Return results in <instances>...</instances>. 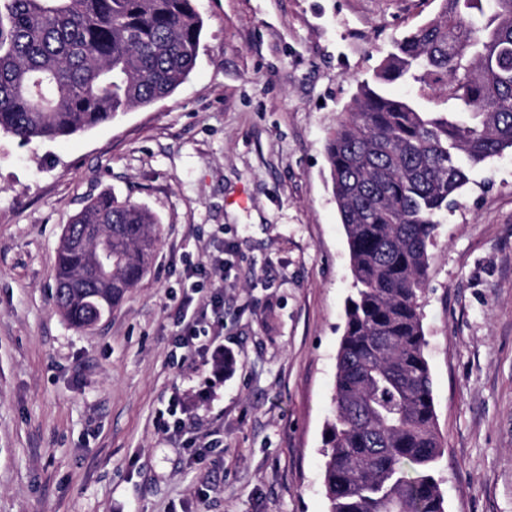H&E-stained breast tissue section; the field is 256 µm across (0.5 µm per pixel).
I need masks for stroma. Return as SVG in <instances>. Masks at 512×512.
I'll use <instances>...</instances> for the list:
<instances>
[{"label": "stroma", "instance_id": "stroma-1", "mask_svg": "<svg viewBox=\"0 0 512 512\" xmlns=\"http://www.w3.org/2000/svg\"><path fill=\"white\" fill-rule=\"evenodd\" d=\"M195 7L199 55L172 95L61 139L0 132V512H328L322 433L354 289L327 136L438 2ZM104 192L149 209L160 244L80 328L54 304L57 248ZM428 254L447 512H512V151L471 173ZM218 255L222 373L174 354L186 264Z\"/></svg>", "mask_w": 512, "mask_h": 512}]
</instances>
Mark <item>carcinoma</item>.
Wrapping results in <instances>:
<instances>
[{
  "instance_id": "1",
  "label": "carcinoma",
  "mask_w": 512,
  "mask_h": 512,
  "mask_svg": "<svg viewBox=\"0 0 512 512\" xmlns=\"http://www.w3.org/2000/svg\"><path fill=\"white\" fill-rule=\"evenodd\" d=\"M194 0H0V131L68 137L170 95L192 71ZM414 86L411 97L386 87ZM512 150V0H439L392 48L327 140L355 294L324 438L328 512H446L425 358L428 246L469 173ZM57 251L55 304L87 327L145 274L160 240L102 193Z\"/></svg>"
}]
</instances>
